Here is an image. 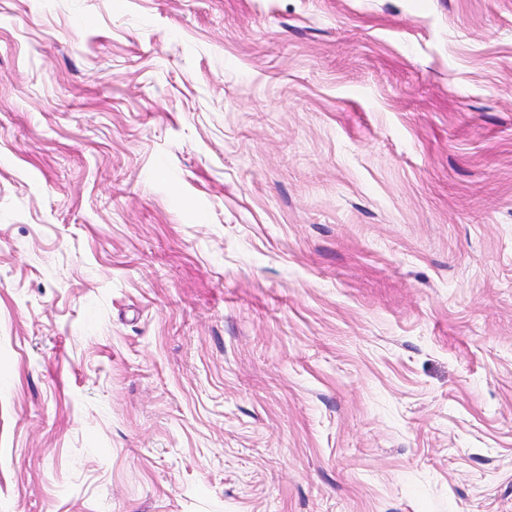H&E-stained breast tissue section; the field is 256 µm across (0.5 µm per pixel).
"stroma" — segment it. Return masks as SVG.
Masks as SVG:
<instances>
[{"mask_svg": "<svg viewBox=\"0 0 512 512\" xmlns=\"http://www.w3.org/2000/svg\"><path fill=\"white\" fill-rule=\"evenodd\" d=\"M0 512H512V0H0Z\"/></svg>", "mask_w": 512, "mask_h": 512, "instance_id": "stroma-1", "label": "stroma"}]
</instances>
